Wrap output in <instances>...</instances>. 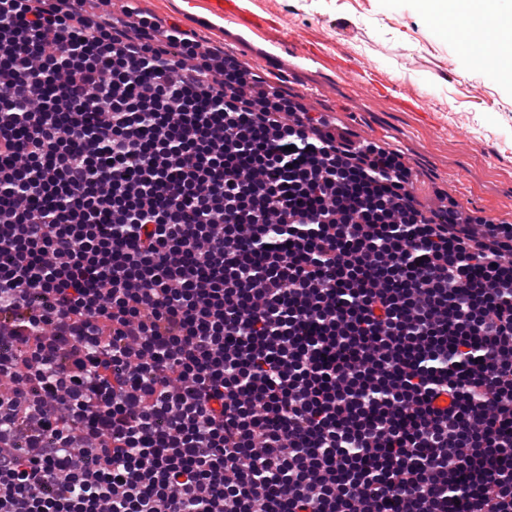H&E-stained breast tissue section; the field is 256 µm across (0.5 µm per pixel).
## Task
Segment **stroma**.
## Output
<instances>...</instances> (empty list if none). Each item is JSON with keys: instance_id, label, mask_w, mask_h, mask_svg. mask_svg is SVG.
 <instances>
[{"instance_id": "35a3bbf8", "label": "stroma", "mask_w": 512, "mask_h": 512, "mask_svg": "<svg viewBox=\"0 0 512 512\" xmlns=\"http://www.w3.org/2000/svg\"><path fill=\"white\" fill-rule=\"evenodd\" d=\"M178 21L365 138L399 150L425 206L445 191L465 212L512 224V68L492 77L471 62L477 40L414 12L407 0H252L292 34L272 46L236 23L210 19L203 0H138ZM322 63L305 64L307 47ZM414 97L403 109L378 96L374 78Z\"/></svg>"}]
</instances>
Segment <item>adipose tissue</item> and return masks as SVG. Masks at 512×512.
<instances>
[{
  "mask_svg": "<svg viewBox=\"0 0 512 512\" xmlns=\"http://www.w3.org/2000/svg\"><path fill=\"white\" fill-rule=\"evenodd\" d=\"M490 0H412V9L424 16L435 18L455 12L457 19L472 15L482 18L478 30L487 52L474 55L473 61L487 73H495L504 66L512 65V13H504L501 7H490Z\"/></svg>",
  "mask_w": 512,
  "mask_h": 512,
  "instance_id": "ef3b65f1",
  "label": "adipose tissue"
}]
</instances>
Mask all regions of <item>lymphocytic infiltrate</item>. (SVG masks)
Returning <instances> with one entry per match:
<instances>
[{
	"mask_svg": "<svg viewBox=\"0 0 512 512\" xmlns=\"http://www.w3.org/2000/svg\"><path fill=\"white\" fill-rule=\"evenodd\" d=\"M86 3L0 0V512H512V224Z\"/></svg>",
	"mask_w": 512,
	"mask_h": 512,
	"instance_id": "lymphocytic-infiltrate-1",
	"label": "lymphocytic infiltrate"
}]
</instances>
